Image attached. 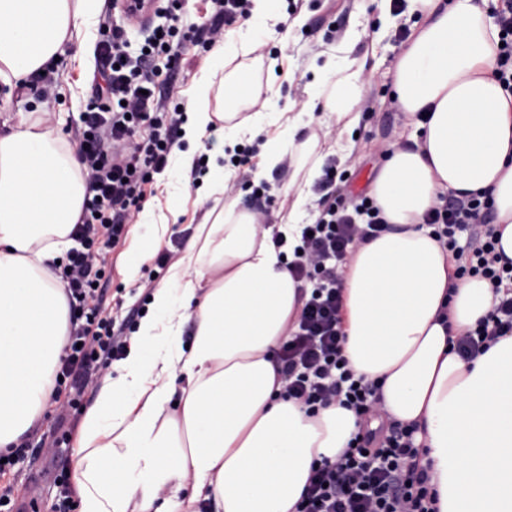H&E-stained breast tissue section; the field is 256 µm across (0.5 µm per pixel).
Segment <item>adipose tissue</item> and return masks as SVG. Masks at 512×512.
Here are the masks:
<instances>
[{
	"instance_id": "adipose-tissue-1",
	"label": "adipose tissue",
	"mask_w": 512,
	"mask_h": 512,
	"mask_svg": "<svg viewBox=\"0 0 512 512\" xmlns=\"http://www.w3.org/2000/svg\"><path fill=\"white\" fill-rule=\"evenodd\" d=\"M100 0H0V83L15 87L48 68L73 34L94 22ZM246 28L225 31L211 54L224 74V109L212 84L189 97L188 149L171 155L190 180L192 145L219 126L221 146L205 196L223 197L155 288L147 314L86 410L73 456L77 512H296L314 460L337 459L356 430L339 405L306 416L282 399L275 361L297 329L301 292L273 242L296 245L320 175L322 142L307 117L342 122L351 134L367 93L361 40L347 30L314 64L300 111L286 112L270 87L231 69L269 38L276 0H251ZM382 6L381 32L410 26L393 64L390 102L416 134L387 142L369 195L389 229L357 246L343 273V354L379 380L389 419L417 423L439 512H512V336L472 360L450 334L475 327L493 291L459 278L451 252L420 219L443 193H489L498 242L512 260V94L494 76L497 28L489 0H406ZM262 111H254L255 103ZM265 134L253 173L292 170L288 216L262 224L259 211L226 195L225 148ZM85 199L74 144L24 117L0 134V452L41 418L69 330L70 309L52 263L71 246ZM193 322L191 343L182 330ZM185 386H177L178 378Z\"/></svg>"
}]
</instances>
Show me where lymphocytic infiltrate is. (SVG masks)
I'll list each match as a JSON object with an SVG mask.
<instances>
[{
  "mask_svg": "<svg viewBox=\"0 0 512 512\" xmlns=\"http://www.w3.org/2000/svg\"><path fill=\"white\" fill-rule=\"evenodd\" d=\"M206 23L170 24L148 38L137 53L120 29L102 40L98 70L105 86H93L94 104L81 116L83 131L76 158L86 181L83 214L71 236L76 248L66 254L62 279L75 315L58 370L63 383L82 396L89 377L121 360L126 349L122 331L106 317L96 288L105 275L104 248L117 244L127 224L146 200L147 187L162 173L185 122L180 106L159 92L162 73L156 58L177 65L191 49L211 51L224 30L248 13V0H210ZM502 34L496 50V76L512 93V0L494 14ZM148 126L147 139L135 133ZM317 186L324 192L301 238L302 253L291 268L306 301L298 329L277 353L286 383L285 396L303 404L308 414L337 403L358 418L377 416L378 386L356 375L342 353L340 305L343 268L357 243L375 238L387 225L370 198L345 203L336 196L335 160H327ZM494 208L480 194L440 197L422 222L443 247L452 251L458 276L480 277L498 293L488 314L475 328L461 332L454 348L463 358L485 352L512 335V264L504 262L496 244ZM469 232L468 248L457 235ZM416 425L393 421L379 432H358L334 461L314 465L297 512H437L438 495L421 464Z\"/></svg>",
  "mask_w": 512,
  "mask_h": 512,
  "instance_id": "obj_1",
  "label": "lymphocytic infiltrate"
}]
</instances>
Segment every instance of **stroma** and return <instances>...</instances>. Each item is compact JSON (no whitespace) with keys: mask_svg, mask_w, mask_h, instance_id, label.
Here are the masks:
<instances>
[{"mask_svg":"<svg viewBox=\"0 0 512 512\" xmlns=\"http://www.w3.org/2000/svg\"><path fill=\"white\" fill-rule=\"evenodd\" d=\"M296 5L307 21L303 28L292 29L286 40H269L261 47V54L277 50L279 55L289 57V69L293 80H284L281 73L257 70L250 57H237L233 65L240 69L257 70L262 82L270 84L278 94L280 108L300 107L307 99L309 85L314 78L312 67L306 60L314 46H328L346 29L355 27L362 33L361 47H376V68L366 72L369 91L361 105V118L357 130L358 138L354 148L345 159L337 160L338 171L348 172V184L352 195L367 194L369 184L382 162L383 142L393 140L404 125L403 116L391 109L389 97L392 84V66L400 52L394 36L377 39L379 27L378 9L372 0H278L279 12H286L288 5ZM99 30H92L85 38L69 43L58 62L53 65L55 82L50 87L27 83L15 89L11 99L0 96V133L8 132L17 124L20 113L45 112L51 120L61 121V131L69 137H76L79 113L85 107L93 80L92 64H84L82 70H75L70 57L76 50H83L85 56H92L94 44L99 39ZM154 193L144 203L145 208L154 210L160 221L166 222L165 235L160 243L172 257H179L194 235L208 206L197 190L186 182L170 183L167 175H159L153 184ZM177 197L181 206L177 213L167 209L168 197ZM149 232L139 223L128 225L120 243L108 249L105 258L109 277L104 284L107 297V315L116 323L127 320L129 313L143 308L147 302L146 284L155 265L146 262L139 269H132L128 255L134 247L147 238ZM82 411H75L66 427L69 439L57 445L54 453L37 444H30L22 454L16 456L4 475L0 476V487H10L16 499H33L35 512H53L52 506L58 497L54 477L60 470L71 469L74 440L78 436Z\"/></svg>","mask_w":512,"mask_h":512,"instance_id":"1","label":"stroma"}]
</instances>
